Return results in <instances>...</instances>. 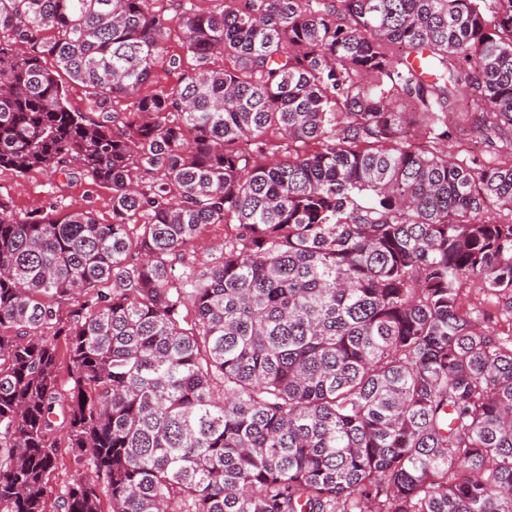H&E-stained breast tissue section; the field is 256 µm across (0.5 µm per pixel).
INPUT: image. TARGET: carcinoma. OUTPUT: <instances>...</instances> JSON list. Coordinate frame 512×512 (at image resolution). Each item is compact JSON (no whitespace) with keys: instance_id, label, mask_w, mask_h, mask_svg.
Segmentation results:
<instances>
[{"instance_id":"1","label":"carcinoma","mask_w":512,"mask_h":512,"mask_svg":"<svg viewBox=\"0 0 512 512\" xmlns=\"http://www.w3.org/2000/svg\"><path fill=\"white\" fill-rule=\"evenodd\" d=\"M174 3L0 0V167L112 189L0 212V512H512V328L463 304L512 318V158L446 146L462 72L512 134V0ZM67 95L69 104L73 110L83 112L86 116L93 119L97 117L98 114L94 112L90 103V97L82 84H67ZM205 241L210 248V251L203 252L196 244H194L193 252H196L198 261L197 268L204 269L211 262L218 259L221 252V245L224 242V226L216 225L204 232ZM52 440L58 443L59 459L56 467L50 473L49 482L55 491H59L73 475L82 473L85 469L82 460L74 456L66 447L67 436L65 431H57L52 436Z\"/></svg>"}]
</instances>
